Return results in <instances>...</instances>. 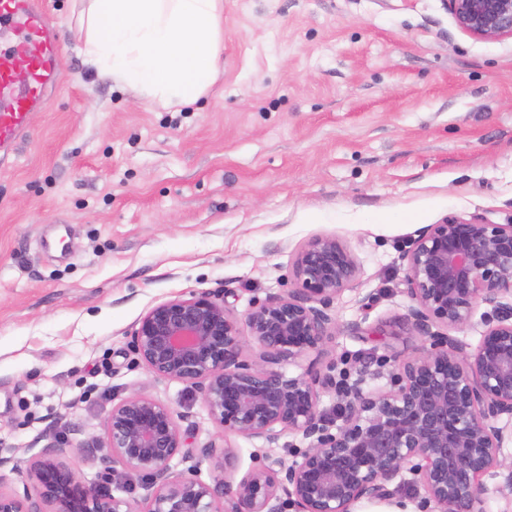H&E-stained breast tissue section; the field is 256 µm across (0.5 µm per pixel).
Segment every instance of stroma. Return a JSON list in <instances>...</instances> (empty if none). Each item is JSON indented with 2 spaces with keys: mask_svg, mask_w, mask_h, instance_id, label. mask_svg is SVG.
<instances>
[{
  "mask_svg": "<svg viewBox=\"0 0 512 512\" xmlns=\"http://www.w3.org/2000/svg\"><path fill=\"white\" fill-rule=\"evenodd\" d=\"M80 0H45L63 43L59 91L0 162V490L55 437L85 483L112 406H171L190 461L217 430L185 385L150 373L132 331L153 306L201 292L237 316L294 288L309 240L336 236L354 282L334 302L322 352L290 376L413 355L403 253L454 215L512 222V40L462 33L444 0H224L218 77L175 108L123 87L78 50ZM232 437L236 473L281 458Z\"/></svg>",
  "mask_w": 512,
  "mask_h": 512,
  "instance_id": "1",
  "label": "stroma"
}]
</instances>
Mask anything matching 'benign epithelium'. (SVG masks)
I'll return each instance as SVG.
<instances>
[{"label": "benign epithelium", "instance_id": "1", "mask_svg": "<svg viewBox=\"0 0 512 512\" xmlns=\"http://www.w3.org/2000/svg\"><path fill=\"white\" fill-rule=\"evenodd\" d=\"M457 27L481 41L512 40V0H445ZM405 262L406 322L417 352L392 358L390 388H363L365 370L288 376L277 365L321 352L336 329L329 309L354 281L351 251L332 236L305 244L293 263L296 287L252 307L244 319L224 299L202 292L150 308L132 333L136 354L154 375L199 394L221 443L203 453L233 469L229 436L309 441L291 463L256 467L237 483H210L171 463L192 450L175 411L137 393L112 406L100 446L103 484L78 480L54 440L30 467L33 492L0 491V512H351L363 499L388 500L406 470L438 512H478L483 477L504 467L512 430V224L449 216L418 231ZM491 306L476 346L451 332L469 325L479 303ZM263 364L243 359L247 340ZM338 398L336 420L320 395ZM146 474L141 492L129 484ZM127 496H117L114 491Z\"/></svg>", "mask_w": 512, "mask_h": 512}]
</instances>
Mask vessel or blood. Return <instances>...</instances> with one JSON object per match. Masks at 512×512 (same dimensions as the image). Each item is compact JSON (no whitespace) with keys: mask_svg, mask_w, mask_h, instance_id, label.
<instances>
[{"mask_svg":"<svg viewBox=\"0 0 512 512\" xmlns=\"http://www.w3.org/2000/svg\"><path fill=\"white\" fill-rule=\"evenodd\" d=\"M11 26L22 37L0 47V153L14 149L28 118L58 90L62 81V45L49 24L40 0H0V27ZM28 79L17 84L18 64Z\"/></svg>","mask_w":512,"mask_h":512,"instance_id":"b4317fda","label":"vessel or blood"}]
</instances>
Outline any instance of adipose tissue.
Returning a JSON list of instances; mask_svg holds the SVG:
<instances>
[{"label":"adipose tissue","mask_w":512,"mask_h":512,"mask_svg":"<svg viewBox=\"0 0 512 512\" xmlns=\"http://www.w3.org/2000/svg\"><path fill=\"white\" fill-rule=\"evenodd\" d=\"M79 50L114 81L184 107L220 69L222 0H85Z\"/></svg>","instance_id":"adipose-tissue-1"}]
</instances>
